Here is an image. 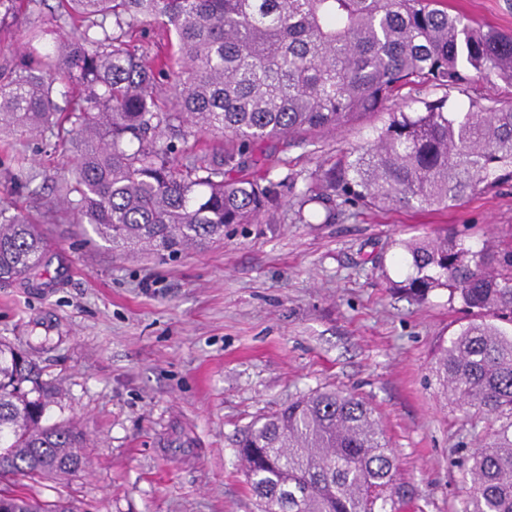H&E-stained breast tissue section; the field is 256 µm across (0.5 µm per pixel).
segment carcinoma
<instances>
[{
	"label": "carcinoma",
	"mask_w": 512,
	"mask_h": 512,
	"mask_svg": "<svg viewBox=\"0 0 512 512\" xmlns=\"http://www.w3.org/2000/svg\"><path fill=\"white\" fill-rule=\"evenodd\" d=\"M53 48L31 30L0 68V131L71 143L56 191L73 224L115 248L166 251L224 239L232 224H269L288 177L242 175L258 144L318 138L369 114L386 120L367 146L311 173L298 218L319 205L446 209L481 184L512 178V100L448 110L473 78L512 85V34L479 26L447 0H57ZM157 25L175 51L132 46ZM67 99V107L57 96ZM38 219L0 206V282L42 285ZM425 298L446 288L470 320L438 346V393L485 426L469 456L463 512H512V243L474 248L459 233L400 243ZM59 388L0 342V478L33 483L88 464L83 433L42 424ZM260 512H395L405 495L376 411L319 388L250 425L237 444ZM0 512H76L63 500L0 495Z\"/></svg>",
	"instance_id": "1"
}]
</instances>
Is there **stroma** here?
I'll return each mask as SVG.
<instances>
[{
	"instance_id": "35a3bbf8",
	"label": "stroma",
	"mask_w": 512,
	"mask_h": 512,
	"mask_svg": "<svg viewBox=\"0 0 512 512\" xmlns=\"http://www.w3.org/2000/svg\"><path fill=\"white\" fill-rule=\"evenodd\" d=\"M473 22L512 33V0H448ZM56 0L0 29V65ZM418 98L512 97L476 79ZM384 115L360 117L315 145L262 144L277 174H294L287 219L245 224L176 256L113 248L69 223L55 185L73 152L24 137L17 167L0 141V204L40 217L44 287L0 283V341L26 353L61 392L46 425L73 424L91 463L42 481L41 499L78 512H258L236 442L254 420L310 390L355 394L373 407L406 497L397 512H462L470 420L431 375L438 345L464 322L437 289L419 301L394 289L412 272L401 242L457 229L472 244L512 241V181L439 211L337 203L326 223L298 220L306 176L372 139ZM31 175L21 187L18 173Z\"/></svg>"
}]
</instances>
